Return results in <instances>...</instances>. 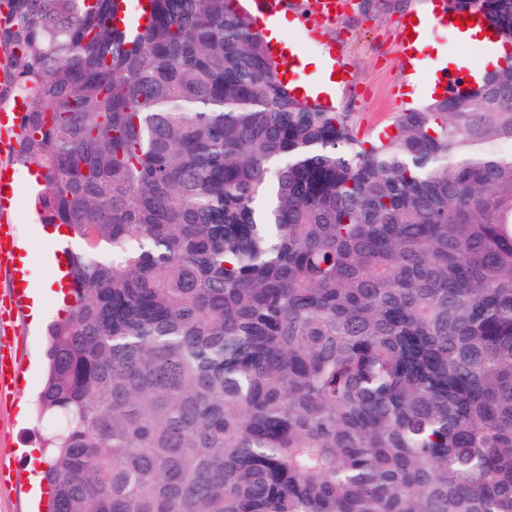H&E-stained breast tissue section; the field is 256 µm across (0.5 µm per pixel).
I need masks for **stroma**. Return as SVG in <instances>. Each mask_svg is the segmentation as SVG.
Wrapping results in <instances>:
<instances>
[{
  "instance_id": "1",
  "label": "stroma",
  "mask_w": 512,
  "mask_h": 512,
  "mask_svg": "<svg viewBox=\"0 0 512 512\" xmlns=\"http://www.w3.org/2000/svg\"><path fill=\"white\" fill-rule=\"evenodd\" d=\"M420 2L402 0L392 6L382 0L366 14L349 8L324 26L339 66L350 75L333 105L336 110L352 113L362 135L375 136L405 109L403 92L408 80L403 72L401 22L419 9ZM27 210L26 203H19L13 231L32 256L26 274L37 286L46 277L45 256L61 249L62 244L50 237L43 226L30 223ZM58 312L55 297L49 295L43 302L42 323H33L26 314L15 322L0 323V336L19 340L23 365L17 385L0 394V466H21L14 484L0 485V512H43L39 496L44 466L30 463L26 451L41 444L35 403L44 378V331L46 323L55 320Z\"/></svg>"
}]
</instances>
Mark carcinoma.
<instances>
[{
  "mask_svg": "<svg viewBox=\"0 0 512 512\" xmlns=\"http://www.w3.org/2000/svg\"><path fill=\"white\" fill-rule=\"evenodd\" d=\"M0 0L70 290L49 512H512V56L359 138L242 0ZM512 45V0H448Z\"/></svg>",
  "mask_w": 512,
  "mask_h": 512,
  "instance_id": "carcinoma-1",
  "label": "carcinoma"
}]
</instances>
